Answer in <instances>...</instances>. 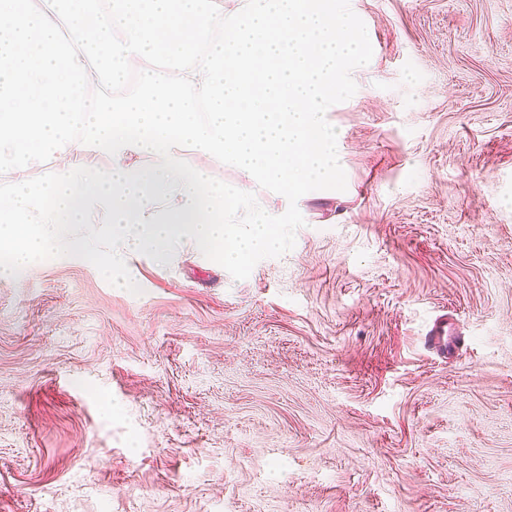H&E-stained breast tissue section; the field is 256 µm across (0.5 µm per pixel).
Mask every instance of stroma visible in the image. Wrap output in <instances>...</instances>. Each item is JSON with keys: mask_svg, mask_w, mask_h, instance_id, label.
Wrapping results in <instances>:
<instances>
[{"mask_svg": "<svg viewBox=\"0 0 512 512\" xmlns=\"http://www.w3.org/2000/svg\"><path fill=\"white\" fill-rule=\"evenodd\" d=\"M350 7L347 187L299 198L291 251L0 280V512H512V0Z\"/></svg>", "mask_w": 512, "mask_h": 512, "instance_id": "obj_1", "label": "stroma"}]
</instances>
